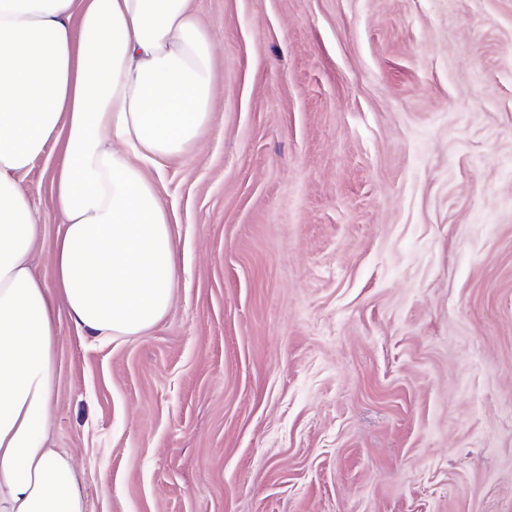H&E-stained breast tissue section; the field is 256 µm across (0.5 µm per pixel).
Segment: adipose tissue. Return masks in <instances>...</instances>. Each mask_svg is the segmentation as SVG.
I'll list each match as a JSON object with an SVG mask.
<instances>
[{
	"label": "adipose tissue",
	"mask_w": 512,
	"mask_h": 512,
	"mask_svg": "<svg viewBox=\"0 0 512 512\" xmlns=\"http://www.w3.org/2000/svg\"><path fill=\"white\" fill-rule=\"evenodd\" d=\"M214 59L191 0H0V512H85L48 445L53 298L111 339L174 300L170 219L144 165L212 121ZM54 147V287L31 255L41 218L19 177Z\"/></svg>",
	"instance_id": "adipose-tissue-1"
}]
</instances>
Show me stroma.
<instances>
[{
    "mask_svg": "<svg viewBox=\"0 0 512 512\" xmlns=\"http://www.w3.org/2000/svg\"><path fill=\"white\" fill-rule=\"evenodd\" d=\"M193 7L212 122L147 171L174 304L109 343L52 305L87 512H512V0Z\"/></svg>",
    "mask_w": 512,
    "mask_h": 512,
    "instance_id": "35a3bbf8",
    "label": "stroma"
}]
</instances>
